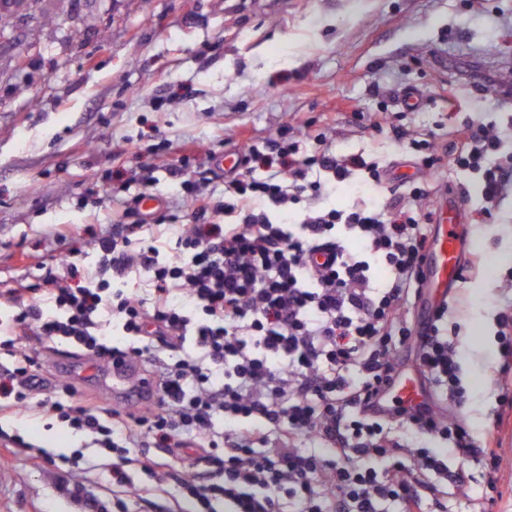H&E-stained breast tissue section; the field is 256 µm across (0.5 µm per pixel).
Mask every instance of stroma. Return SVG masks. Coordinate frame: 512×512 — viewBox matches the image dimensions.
Here are the masks:
<instances>
[{
  "label": "stroma",
  "mask_w": 512,
  "mask_h": 512,
  "mask_svg": "<svg viewBox=\"0 0 512 512\" xmlns=\"http://www.w3.org/2000/svg\"><path fill=\"white\" fill-rule=\"evenodd\" d=\"M422 93L415 110L400 98ZM474 122L512 150V0H0V289L37 282L53 256L78 250L96 267L97 242L126 201L154 198L176 223L192 216L178 167L182 144L199 154L189 178L224 195L227 153L242 154L282 127L324 133L336 155L391 163L425 182L421 212L457 191L463 231L483 264L466 274L448 310L462 367L458 410L474 440L500 425L503 460L449 456L475 492L496 482L493 512H512V405L500 402L497 313L512 297V195L483 215L476 175L456 169V130ZM440 159L421 170L410 140ZM398 180L363 176L327 200L384 209ZM78 224L79 241L52 230ZM53 455L90 457V438L19 412L0 433ZM50 465L25 451L0 457V512H80Z\"/></svg>",
  "instance_id": "stroma-1"
}]
</instances>
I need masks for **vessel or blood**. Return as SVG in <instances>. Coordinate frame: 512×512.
I'll list each match as a JSON object with an SVG mask.
<instances>
[{"mask_svg":"<svg viewBox=\"0 0 512 512\" xmlns=\"http://www.w3.org/2000/svg\"><path fill=\"white\" fill-rule=\"evenodd\" d=\"M465 214L457 196H449L447 204L440 209L433 229L432 243L425 266L426 287L433 293L426 300L427 308L439 305L452 293L459 281V273L469 242L462 234L461 226ZM385 402L398 404L408 409H419L428 403V393L421 378L403 373L384 395Z\"/></svg>","mask_w":512,"mask_h":512,"instance_id":"obj_1","label":"vessel or blood"}]
</instances>
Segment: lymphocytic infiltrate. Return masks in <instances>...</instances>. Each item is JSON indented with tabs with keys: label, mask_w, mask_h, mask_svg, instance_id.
<instances>
[{
	"label": "lymphocytic infiltrate",
	"mask_w": 512,
	"mask_h": 512,
	"mask_svg": "<svg viewBox=\"0 0 512 512\" xmlns=\"http://www.w3.org/2000/svg\"><path fill=\"white\" fill-rule=\"evenodd\" d=\"M497 138L466 126L459 131L457 169L477 174L486 204L512 191V155L490 165ZM244 164H261L268 177L238 172L217 201L183 181L193 225L178 231L152 215L149 236L117 220L99 242L101 259L84 283L71 286L46 270V314L23 288H1L11 311L0 348L14 359L0 371V416L30 406L92 436L96 455L111 461L112 485L131 483V467L148 480L171 482L191 512H427L456 489L489 512L495 499L473 496L448 455L475 454L491 469L501 464L500 439L489 433L474 448L466 425L447 415L461 400L459 367L437 306L422 327L411 309L425 280L429 236L406 198L388 211L365 204L327 209L320 181L342 183L366 172L384 173L354 155L337 158L327 145L299 155L289 130L251 148ZM307 197L298 222L280 221L288 203ZM265 209H256L257 201ZM361 252H349L348 239ZM327 253L324 264L314 254ZM388 276L377 281L373 267ZM144 276L146 297L128 295L131 274ZM127 336L109 344L107 329ZM61 338L110 364L140 362L154 380L132 410L105 407L61 379L39 396L41 372L26 342ZM415 345L426 410L381 411L380 394L398 377L396 354ZM306 440L321 452L299 448Z\"/></svg>",
	"instance_id": "1"
}]
</instances>
